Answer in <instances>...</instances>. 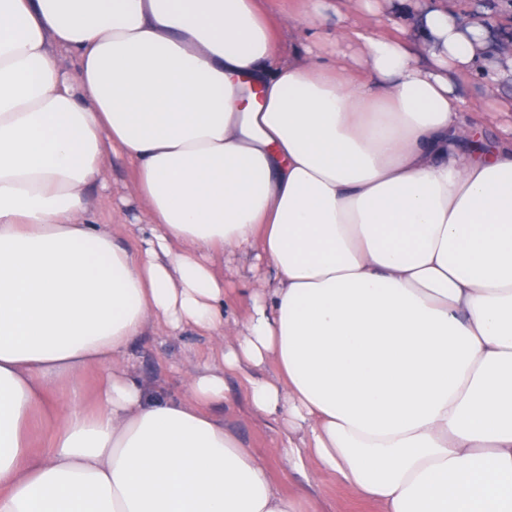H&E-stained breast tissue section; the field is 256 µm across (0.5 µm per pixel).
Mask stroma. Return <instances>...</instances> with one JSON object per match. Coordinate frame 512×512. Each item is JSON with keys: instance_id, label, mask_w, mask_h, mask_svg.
<instances>
[{"instance_id": "1", "label": "stroma", "mask_w": 512, "mask_h": 512, "mask_svg": "<svg viewBox=\"0 0 512 512\" xmlns=\"http://www.w3.org/2000/svg\"><path fill=\"white\" fill-rule=\"evenodd\" d=\"M331 4L334 11L323 19L324 28L332 30L342 24L356 22L384 34L394 31L393 20L399 0H374L370 5L364 0H331ZM470 121L481 127L486 137L501 135L503 128L512 125V85L501 86L489 94L486 111L471 113ZM102 176L112 192L100 199L98 218L101 223L111 225L115 234L129 236L130 225L139 207L135 204L122 207L118 198L129 193L132 173L122 161L110 160ZM214 345V337L203 333H172L156 326L129 349L126 364L147 382L149 388L169 396L183 397L187 394L188 377L200 362L209 357ZM227 386L225 403L214 408V415L224 419L244 445L262 459L270 480L282 493L295 494L299 483L306 478L315 488L306 512H379L377 504L363 500L315 465H308L302 476L292 472L280 452L283 442L277 428L249 413L244 381L231 376L227 379Z\"/></svg>"}]
</instances>
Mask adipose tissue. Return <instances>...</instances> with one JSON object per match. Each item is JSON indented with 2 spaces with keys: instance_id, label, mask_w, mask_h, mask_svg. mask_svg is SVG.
<instances>
[{
  "instance_id": "adipose-tissue-1",
  "label": "adipose tissue",
  "mask_w": 512,
  "mask_h": 512,
  "mask_svg": "<svg viewBox=\"0 0 512 512\" xmlns=\"http://www.w3.org/2000/svg\"><path fill=\"white\" fill-rule=\"evenodd\" d=\"M328 8L0 0V512H300L212 414L229 372L293 468L382 512H512V136L460 130L512 60L446 0L425 65ZM112 156L127 241L96 219ZM248 256L274 275L240 319ZM154 322L218 339L187 397L125 364ZM244 272L236 273L224 268V289L226 297L231 303V310L243 317L247 311V299L240 292V288H246Z\"/></svg>"
}]
</instances>
